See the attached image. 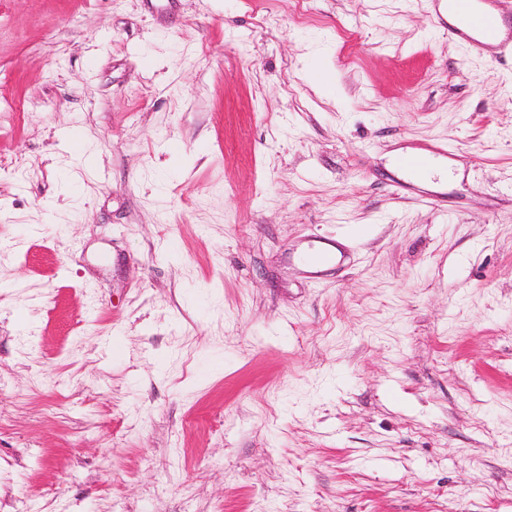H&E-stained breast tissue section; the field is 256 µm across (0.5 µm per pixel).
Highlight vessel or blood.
Segmentation results:
<instances>
[{"label": "vessel or blood", "instance_id": "obj_1", "mask_svg": "<svg viewBox=\"0 0 512 512\" xmlns=\"http://www.w3.org/2000/svg\"><path fill=\"white\" fill-rule=\"evenodd\" d=\"M446 11L454 19L448 36L475 53L495 50L497 57L512 56V35L502 32V15L496 0H446ZM335 252L325 246L308 247L301 255L303 265L311 271L332 266Z\"/></svg>", "mask_w": 512, "mask_h": 512}]
</instances>
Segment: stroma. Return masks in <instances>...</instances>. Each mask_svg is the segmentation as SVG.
I'll return each mask as SVG.
<instances>
[{
	"mask_svg": "<svg viewBox=\"0 0 512 512\" xmlns=\"http://www.w3.org/2000/svg\"><path fill=\"white\" fill-rule=\"evenodd\" d=\"M0 512H512V63L432 0H0ZM336 260V252L325 246H309L301 255L303 265L311 273L336 264Z\"/></svg>",
	"mask_w": 512,
	"mask_h": 512,
	"instance_id": "stroma-1",
	"label": "stroma"
}]
</instances>
